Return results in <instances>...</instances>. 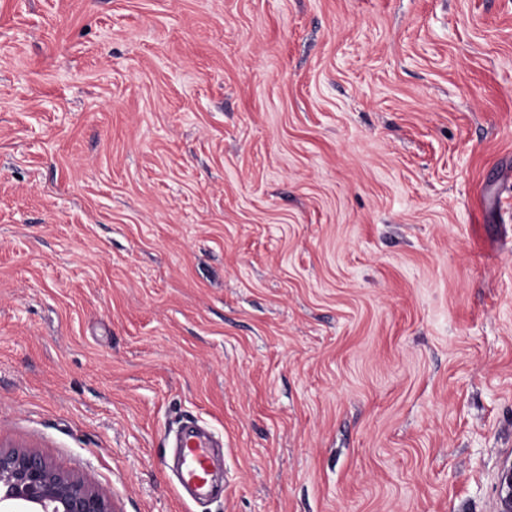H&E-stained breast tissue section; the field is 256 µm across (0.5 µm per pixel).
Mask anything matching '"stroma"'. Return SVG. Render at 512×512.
Instances as JSON below:
<instances>
[{"instance_id":"stroma-1","label":"stroma","mask_w":512,"mask_h":512,"mask_svg":"<svg viewBox=\"0 0 512 512\" xmlns=\"http://www.w3.org/2000/svg\"><path fill=\"white\" fill-rule=\"evenodd\" d=\"M0 446L114 512H499L512 0H0ZM180 448V485L185 489L201 491L210 481L211 445L195 426H186L182 432Z\"/></svg>"}]
</instances>
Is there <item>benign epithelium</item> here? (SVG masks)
<instances>
[{
	"mask_svg": "<svg viewBox=\"0 0 512 512\" xmlns=\"http://www.w3.org/2000/svg\"><path fill=\"white\" fill-rule=\"evenodd\" d=\"M500 504L512 512V466L500 478ZM0 512H112V493L53 467L30 449L0 448Z\"/></svg>",
	"mask_w": 512,
	"mask_h": 512,
	"instance_id": "7a95c632",
	"label": "benign epithelium"
}]
</instances>
